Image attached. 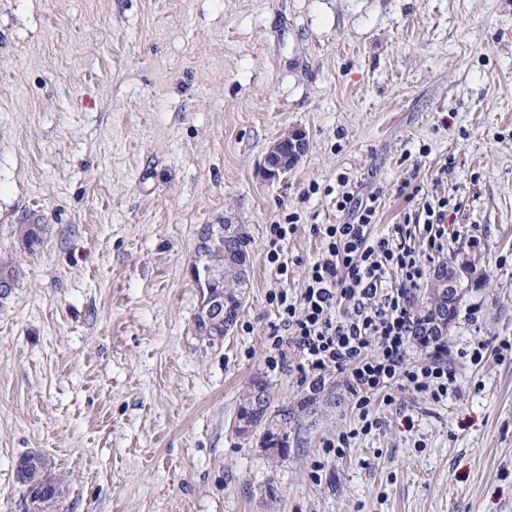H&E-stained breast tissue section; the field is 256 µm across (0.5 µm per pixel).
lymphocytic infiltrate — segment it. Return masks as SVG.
<instances>
[{"label": "lymphocytic infiltrate", "instance_id": "lymphocytic-infiltrate-1", "mask_svg": "<svg viewBox=\"0 0 512 512\" xmlns=\"http://www.w3.org/2000/svg\"><path fill=\"white\" fill-rule=\"evenodd\" d=\"M337 205L351 212V221L319 227L322 250L299 298L284 291L271 298L284 331L270 338L276 354L288 348L297 353L306 377L320 380L332 368L345 375L359 424L327 440L340 455L357 437L380 428V419L371 414L375 398L389 403L392 389L408 388L440 403L456 393L457 385L441 357L406 361L416 327L413 298L428 271L417 248L444 252L447 202L427 207L423 222L396 224L378 237L371 232L372 203L346 193Z\"/></svg>", "mask_w": 512, "mask_h": 512}]
</instances>
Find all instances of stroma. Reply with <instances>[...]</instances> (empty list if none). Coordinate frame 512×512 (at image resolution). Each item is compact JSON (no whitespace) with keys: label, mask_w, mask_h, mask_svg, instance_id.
I'll return each instance as SVG.
<instances>
[{"label":"stroma","mask_w":512,"mask_h":512,"mask_svg":"<svg viewBox=\"0 0 512 512\" xmlns=\"http://www.w3.org/2000/svg\"><path fill=\"white\" fill-rule=\"evenodd\" d=\"M292 130L306 154L263 180ZM346 191L377 194V234L452 203L448 251L480 274L442 341L458 393L395 391L338 456L358 416L326 372L280 459L236 416L258 377L278 407L310 393L295 354L270 364L268 296L301 293ZM226 220L250 286L211 345L189 267ZM1 262L0 512H25L36 450L60 512H512V0H0ZM306 146V136L302 131L284 133L270 146L259 168V175L269 182L278 180L298 164ZM290 224H273L269 227V235L270 241L269 246L270 250L267 252V260L270 264H273L275 270L279 275H287L288 272V264L284 262L282 258L283 248L279 244V242L284 241L287 238L288 233L294 231V222H289ZM17 480L21 484L24 482L25 484H21L25 493H29V490L26 489L27 485L30 484H39L42 481H49L53 483V487L55 488L54 496L47 500L48 504L43 501L37 502V500H32L31 503H28L27 498L32 499L33 493H30L29 496L24 493V498L26 500V512H58L57 508L61 499L65 494L64 489V479L63 476L53 470V468L48 463L47 468L45 469H37L36 467L29 466L22 473L17 472Z\"/></svg>","instance_id":"obj_1"}]
</instances>
